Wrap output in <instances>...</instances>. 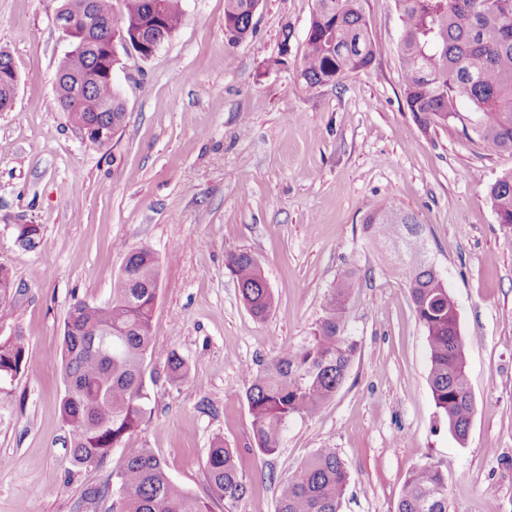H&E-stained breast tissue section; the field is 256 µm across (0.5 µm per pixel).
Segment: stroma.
Returning a JSON list of instances; mask_svg holds the SVG:
<instances>
[{
    "label": "stroma",
    "mask_w": 512,
    "mask_h": 512,
    "mask_svg": "<svg viewBox=\"0 0 512 512\" xmlns=\"http://www.w3.org/2000/svg\"><path fill=\"white\" fill-rule=\"evenodd\" d=\"M59 5L0 0V50L18 76L13 107L0 112V264L15 279L0 340L26 339L22 370L0 382V512H111V498L87 493L114 482L124 452L74 465L48 355L73 303L110 302L136 247L155 253L160 274L145 361L156 383L129 445L151 449L211 512H225L205 469L219 436L250 488L234 512H275L280 479L320 448L336 449L350 473L341 512H396L409 472L425 463L448 478L449 512H512V232L488 197L512 153L488 151L466 107L450 126L419 125L400 77L395 0L363 2L373 63L314 88L297 72L314 0H261L253 38L234 47L224 0H182L183 25L153 57L119 53L126 118L104 149L86 145L56 103L69 49ZM386 205L416 215L458 303L475 402L463 442L436 413L405 279L361 232ZM19 224L40 225L34 245L18 241ZM239 251L257 258L274 293L265 319L246 309L227 266ZM347 273L359 352L335 396L292 420L276 455H261L243 374L302 344ZM174 352L188 366L176 383L166 378Z\"/></svg>",
    "instance_id": "stroma-1"
}]
</instances>
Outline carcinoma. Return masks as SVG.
I'll return each mask as SVG.
<instances>
[{
    "mask_svg": "<svg viewBox=\"0 0 512 512\" xmlns=\"http://www.w3.org/2000/svg\"><path fill=\"white\" fill-rule=\"evenodd\" d=\"M96 0L97 16L90 33L110 16L116 33L139 21L153 27L157 0ZM161 27L174 34L184 21L180 0H166ZM260 0H224V35L235 46L253 33L252 15ZM306 51L298 76L310 87L337 82L349 72L370 66L376 46L369 33L362 0H314ZM402 24L398 46L403 92L422 125H449L459 107L481 114L474 133L492 152L512 153V0H396ZM99 58L91 46L78 48L58 65L56 100L60 109L71 101L69 83L83 81L77 105L68 113L74 127L96 125L90 141L96 148L111 144L109 132L124 122L120 96L96 79ZM488 195L497 217L512 225V171L490 185ZM363 231L388 254L387 272L405 276L416 317L428 347L429 385L438 412L460 440L468 435L474 401L466 375L465 344L459 329L458 305L445 278L430 263L417 261L426 252L420 222L413 214L385 207L368 214ZM242 299L250 313L266 318L274 294L259 262L247 251L228 257ZM159 263L148 248L130 249L104 306L75 302L66 318L60 348L52 361L61 364L65 384L60 409L69 433L72 459L93 466L112 449L124 448V466L112 486V512H210L206 499L175 484L163 464L147 448H128L151 400L145 379V356L152 345V312L158 298L154 285ZM354 288L351 277L329 289L323 315L311 336L289 347L245 375V398L252 435L262 455H274L288 423L312 416L342 385L356 355L358 341L349 332L346 306ZM14 279L0 265V301L10 298ZM25 339L0 341V378L22 369ZM187 375L176 353L167 361L166 377L178 382ZM238 453L214 439L206 469L213 495L233 506L249 487L239 471ZM349 473L334 448H319L279 482L276 512H340ZM396 512H448V481L441 470L423 464L405 482Z\"/></svg>",
    "mask_w": 512,
    "mask_h": 512,
    "instance_id": "1",
    "label": "carcinoma"
}]
</instances>
